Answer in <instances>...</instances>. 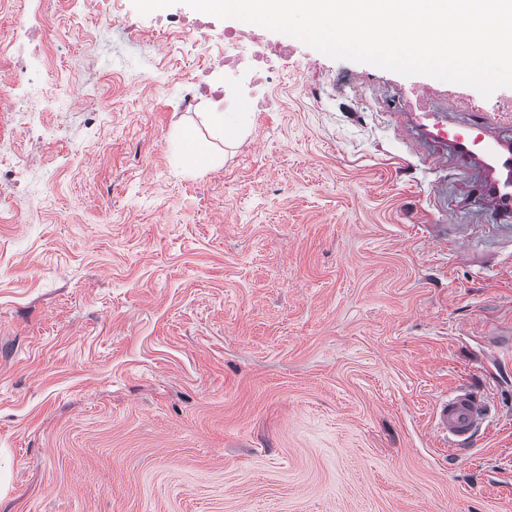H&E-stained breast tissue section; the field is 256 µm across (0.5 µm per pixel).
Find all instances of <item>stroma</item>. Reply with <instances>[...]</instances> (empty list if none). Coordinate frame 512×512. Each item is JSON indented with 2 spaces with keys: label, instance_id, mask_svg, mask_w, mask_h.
Here are the masks:
<instances>
[{
  "label": "stroma",
  "instance_id": "1",
  "mask_svg": "<svg viewBox=\"0 0 512 512\" xmlns=\"http://www.w3.org/2000/svg\"><path fill=\"white\" fill-rule=\"evenodd\" d=\"M166 15L43 0L44 54L0 65V512H512V224L398 133L412 90L463 124L512 87L298 40L244 112L131 36ZM466 384L492 415L454 457ZM489 405L470 385L438 401L433 418L451 454L467 451L486 428Z\"/></svg>",
  "mask_w": 512,
  "mask_h": 512
}]
</instances>
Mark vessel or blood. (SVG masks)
<instances>
[{
	"label": "vessel or blood",
	"instance_id": "vessel-or-blood-1",
	"mask_svg": "<svg viewBox=\"0 0 512 512\" xmlns=\"http://www.w3.org/2000/svg\"><path fill=\"white\" fill-rule=\"evenodd\" d=\"M426 136L450 144L460 158L476 159L485 171L480 196L493 215L512 212V142L496 133L490 118L459 127L440 120L425 127ZM489 405L471 386L459 387L437 402L433 418L449 451H467L480 436Z\"/></svg>",
	"mask_w": 512,
	"mask_h": 512
}]
</instances>
